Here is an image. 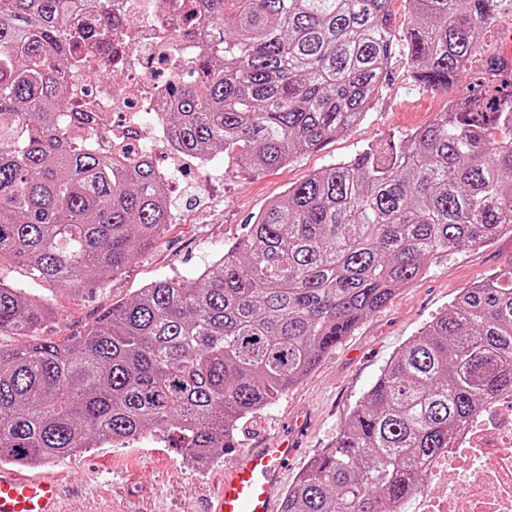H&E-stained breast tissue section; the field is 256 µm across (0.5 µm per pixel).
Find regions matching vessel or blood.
Segmentation results:
<instances>
[{
  "instance_id": "1",
  "label": "vessel or blood",
  "mask_w": 512,
  "mask_h": 512,
  "mask_svg": "<svg viewBox=\"0 0 512 512\" xmlns=\"http://www.w3.org/2000/svg\"><path fill=\"white\" fill-rule=\"evenodd\" d=\"M298 450L292 439L238 454L211 512H275L276 491ZM0 512H59L54 478H23L0 467Z\"/></svg>"
}]
</instances>
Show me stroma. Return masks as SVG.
Here are the masks:
<instances>
[{"label": "stroma", "instance_id": "35a3bbf8", "mask_svg": "<svg viewBox=\"0 0 512 512\" xmlns=\"http://www.w3.org/2000/svg\"><path fill=\"white\" fill-rule=\"evenodd\" d=\"M448 100L445 91L415 87L406 59L395 58L365 119L290 164L253 172L230 151L214 158L207 170L186 166L170 193L172 224L104 286L74 291L41 281L17 264L1 265L0 280L54 308L57 316L42 329L43 338L58 341L83 335L112 304L134 299L147 284L195 278L243 235L251 216L284 196L288 187L366 146L384 144L431 123L447 109ZM511 260L512 234L506 233L433 261L422 278L365 317L301 383L251 418L238 436V449L263 447L271 438L289 433L293 419L305 418L307 429L298 437L300 451L282 480L283 486H290L307 462L335 441L394 354L444 313L461 289ZM226 461L219 454L205 465L187 462L179 449L147 433L123 445L111 442L89 448L41 468L25 467L21 473L55 475L63 512H206L220 487Z\"/></svg>", "mask_w": 512, "mask_h": 512}]
</instances>
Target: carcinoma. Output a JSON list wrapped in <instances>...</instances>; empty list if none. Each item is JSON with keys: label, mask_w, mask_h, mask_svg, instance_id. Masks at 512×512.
<instances>
[{"label": "carcinoma", "mask_w": 512, "mask_h": 512, "mask_svg": "<svg viewBox=\"0 0 512 512\" xmlns=\"http://www.w3.org/2000/svg\"><path fill=\"white\" fill-rule=\"evenodd\" d=\"M114 0H0V264L102 285L172 223L155 157L106 151L72 79L112 80ZM176 0L203 47L163 133L188 157L280 167L359 124L392 60L448 90L512 0ZM512 232V78L291 186L195 279H165L86 334L39 337L46 302L0 281V462L44 466L149 432L203 462L449 251ZM512 395V262L459 292L386 365L281 512H399L483 405Z\"/></svg>", "instance_id": "carcinoma-1"}]
</instances>
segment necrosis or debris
I'll return each mask as SVG.
<instances>
[{
  "label": "necrosis or debris",
  "instance_id": "obj_1",
  "mask_svg": "<svg viewBox=\"0 0 512 512\" xmlns=\"http://www.w3.org/2000/svg\"><path fill=\"white\" fill-rule=\"evenodd\" d=\"M136 24L131 49L118 51L122 78L133 83V95L103 82L87 95L95 111L112 119L115 139L144 123L161 122L171 107L176 75L192 70L196 43L173 38L160 21L158 0H115ZM428 479L403 505V512H512V397L493 399L454 436L449 448L433 459Z\"/></svg>",
  "mask_w": 512,
  "mask_h": 512
}]
</instances>
